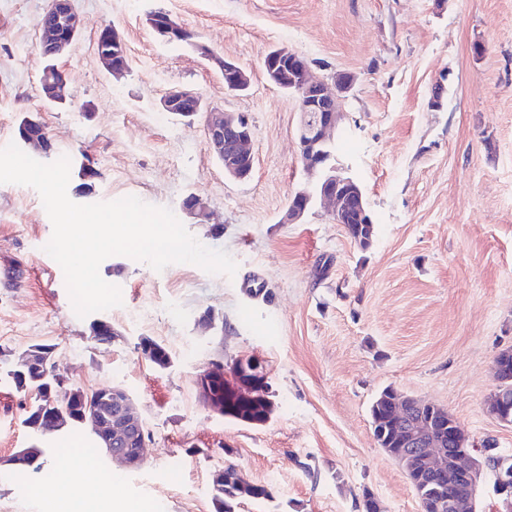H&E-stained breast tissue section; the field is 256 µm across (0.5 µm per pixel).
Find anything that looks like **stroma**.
<instances>
[{"label": "stroma", "instance_id": "1", "mask_svg": "<svg viewBox=\"0 0 512 512\" xmlns=\"http://www.w3.org/2000/svg\"><path fill=\"white\" fill-rule=\"evenodd\" d=\"M48 0H0V144L35 114L56 156L98 172L87 203L135 196L170 208L204 246L226 251L234 276L192 264L155 271L112 256L102 278L123 304L80 318L63 274L49 275L53 227L31 187L0 184V457L42 448L40 472L0 466V512H42L29 488L53 491L77 427L40 435L22 419L33 394L15 393L7 359L53 347L56 372L90 392L122 385L150 433L146 462L123 482L103 453L104 502L140 512H214L210 475L232 461L271 496L236 512H362L364 491L382 512H422L404 471L373 438L370 405L384 388L434 401L470 442L512 456V426L491 416L493 363L512 349V0H74L84 25L57 65L66 101L44 100L38 19ZM168 11L195 40L251 77L244 93L190 45L159 39L148 12ZM123 37L129 70L106 72L97 34ZM481 53H474V45ZM274 47L306 57L317 75L348 73L336 164L360 184L374 221L361 248L321 201L296 224L288 201L309 187L297 144L295 98L270 84L262 59ZM243 114L254 167L224 175L203 118L163 112L171 89ZM209 202L206 223L185 196ZM213 312V326L200 324ZM108 322L111 343L90 324ZM165 346L161 369L142 339ZM261 360L275 404L268 422L224 418L202 402L195 377L209 359Z\"/></svg>", "mask_w": 512, "mask_h": 512}]
</instances>
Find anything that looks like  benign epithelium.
<instances>
[{"label":"benign epithelium","instance_id":"obj_1","mask_svg":"<svg viewBox=\"0 0 512 512\" xmlns=\"http://www.w3.org/2000/svg\"><path fill=\"white\" fill-rule=\"evenodd\" d=\"M147 20L157 35L166 42L186 39V29L170 13L151 11ZM38 52L50 62L65 55L79 33V20L72 0H50L49 14L45 16ZM98 56L115 75L128 71L125 43L112 27L98 34ZM201 57L213 63L224 74V88L231 92H245L251 84L250 75L233 61L216 55L210 48L193 43ZM263 67L268 80L278 88L292 93L298 102L300 123L297 139L300 157L305 169L316 175L314 189L297 191L291 196L280 223L295 224L308 210L313 196L334 205L336 223L369 224L366 199L358 183L337 166L324 165L325 147L333 143V135L342 119L339 101L352 86L349 74L338 72L334 88L311 73V63L301 54L285 47L267 51ZM66 73L59 68L49 70L41 86L44 99L51 103L64 100ZM163 111L192 119L206 114L207 140L214 154L224 164L225 175L236 180L247 179L253 169L252 130L242 118L230 112H215L206 107L196 92L173 90L161 99ZM182 209L199 218L208 217V203L200 195L191 193L182 201ZM233 376L224 374V361L212 360L196 375V386L204 403L214 412L224 414V398L214 395L218 387L243 399L263 397L267 412H273L266 375L261 360L253 356L237 358ZM512 372L507 359L494 361V375L498 388L489 411L499 421L512 424ZM109 410L99 430L104 451L112 463L125 469L143 465L147 432L133 397L125 392L107 401ZM392 415L397 421L399 447L387 449V454L415 476L412 483H424L436 488L448 487V497L436 501V512H477L476 501L485 471L495 474V491L501 496L504 512H512V460L491 453L489 448L469 445L466 433L446 408L425 402L410 395L393 400Z\"/></svg>","mask_w":512,"mask_h":512}]
</instances>
